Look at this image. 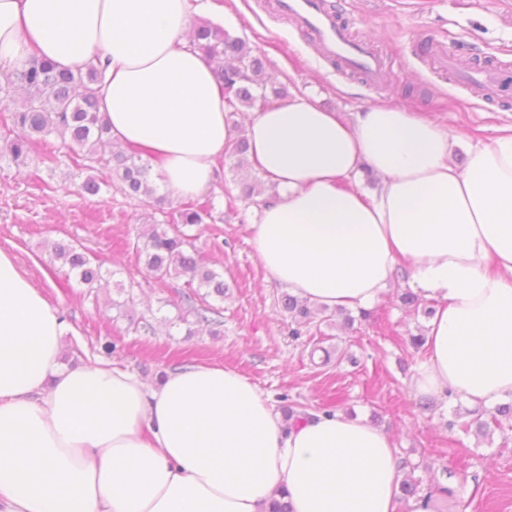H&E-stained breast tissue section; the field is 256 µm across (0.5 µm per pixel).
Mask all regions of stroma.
<instances>
[{"mask_svg": "<svg viewBox=\"0 0 512 512\" xmlns=\"http://www.w3.org/2000/svg\"><path fill=\"white\" fill-rule=\"evenodd\" d=\"M331 2L350 32L383 59L387 78L379 87L327 58L274 0H206L201 16L253 47L277 85L309 93L344 118L378 103L423 113L455 137L457 164H464L468 147L490 143L501 127L512 125V101L490 105L456 87L434 66L430 50L435 44L469 64L512 65V0ZM240 178L230 162H221L215 185L198 196L213 204V222L184 228L228 287L217 304L219 335L192 336L176 320L186 283L157 281L137 261L135 244L154 221L152 206L116 190L84 195L82 178L67 160L52 168L35 153L19 167L0 160V248L15 256L73 328L63 345L66 368L100 361V345L109 339L116 345L112 364L145 381L180 366L216 364L237 371L273 402L285 393L316 407L338 397L343 408L392 436L415 478L458 484L464 512H512V419L491 424L481 436L462 430L463 402L424 412L411 391L419 355L407 340L426 319L400 300L409 289L405 276L396 274L369 321L350 330L324 328L322 345L331 360L313 363L310 347L289 334L280 305L286 286L267 274L250 244L257 204L236 197ZM58 241L81 245L91 261L102 262L100 285L80 284L55 260ZM118 282L133 298L124 313L112 306Z\"/></svg>", "mask_w": 512, "mask_h": 512, "instance_id": "obj_1", "label": "stroma"}]
</instances>
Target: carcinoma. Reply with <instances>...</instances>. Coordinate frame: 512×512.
I'll use <instances>...</instances> for the list:
<instances>
[{
  "label": "carcinoma",
  "mask_w": 512,
  "mask_h": 512,
  "mask_svg": "<svg viewBox=\"0 0 512 512\" xmlns=\"http://www.w3.org/2000/svg\"><path fill=\"white\" fill-rule=\"evenodd\" d=\"M193 44L214 63L218 84L224 90L227 107L236 112L241 107L260 105L266 108L287 96L283 87L267 88L263 62L259 55L240 37L232 35L223 27L203 22L192 31ZM98 57H92L85 69L73 72L63 69L52 61L32 56L27 68L12 73L6 85H0V103L12 99V92L24 93L23 104L12 111L3 108L0 122L9 132L0 157L8 154L16 163H23L35 145L48 143L56 137L68 146L69 160L74 166H85L84 160L98 162L96 146L111 145L112 138L106 113L101 109L103 73ZM230 154L237 157L239 169L249 165L248 142L240 136L232 145ZM111 166L112 181L121 186L123 193L135 199H151L158 206L165 205V196L159 193L160 175L153 173L150 160L141 153L117 148L112 157L105 160ZM241 197L251 199L265 191L258 177L244 178L237 183ZM203 223L197 206L183 204L177 214L171 215L166 224H153L144 235L142 244L136 245L137 258L145 259L148 274L159 280L183 277L193 294L183 297L189 303L178 308L177 321L185 324H218L220 312L207 301V296L224 297L227 289L224 276L206 265L199 257L188 252L191 245L186 234L173 228L175 224L195 225ZM56 260L67 266L81 283L94 287L103 278L101 265H94L86 254L70 243L56 242L52 245ZM206 289L200 293V289ZM282 309L291 319L290 335L300 337L308 327L332 324L336 316H344V324L350 326L354 319L344 315V310H329L315 306L298 297L285 293L281 296ZM280 410L285 420L308 415L310 407L289 401L288 395L280 396ZM402 499L424 502L431 512H443L444 501L453 498V492L441 487L434 492L421 487V480L405 474L400 485Z\"/></svg>",
  "instance_id": "cac0c4a2"
}]
</instances>
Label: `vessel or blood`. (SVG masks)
I'll return each mask as SVG.
<instances>
[{
	"instance_id": "1",
	"label": "vessel or blood",
	"mask_w": 512,
	"mask_h": 512,
	"mask_svg": "<svg viewBox=\"0 0 512 512\" xmlns=\"http://www.w3.org/2000/svg\"><path fill=\"white\" fill-rule=\"evenodd\" d=\"M277 8L294 16L329 57L357 70L368 85L374 87L383 83L386 67L382 58L368 42L349 34L325 0H277ZM433 58L439 67L448 70L458 83L477 92L484 101L505 100V89L512 85V70L501 64L481 62L464 66L441 49L434 53Z\"/></svg>"
}]
</instances>
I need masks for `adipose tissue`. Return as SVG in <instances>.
<instances>
[{
	"label": "adipose tissue",
	"mask_w": 512,
	"mask_h": 512,
	"mask_svg": "<svg viewBox=\"0 0 512 512\" xmlns=\"http://www.w3.org/2000/svg\"><path fill=\"white\" fill-rule=\"evenodd\" d=\"M191 0H0V70L31 54L104 67L112 139L179 198L213 183L235 133ZM249 155L276 185L250 243L299 298L365 309L397 270L435 310L415 397L479 410L512 397V127L452 160L447 130L381 104L345 120L295 93L254 113ZM372 196L349 180L360 165ZM70 325L0 249V512H399L392 436L361 417L284 421L245 377L191 365L150 384L63 369Z\"/></svg>",
	"instance_id": "obj_1"
}]
</instances>
